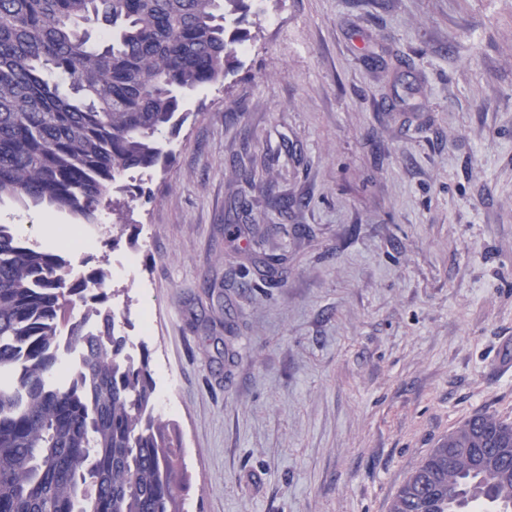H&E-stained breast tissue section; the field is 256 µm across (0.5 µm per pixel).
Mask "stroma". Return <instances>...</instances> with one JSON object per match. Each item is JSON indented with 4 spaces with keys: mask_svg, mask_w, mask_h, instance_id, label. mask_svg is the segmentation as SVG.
Masks as SVG:
<instances>
[{
    "mask_svg": "<svg viewBox=\"0 0 512 512\" xmlns=\"http://www.w3.org/2000/svg\"><path fill=\"white\" fill-rule=\"evenodd\" d=\"M166 168L94 223L0 224L104 268L178 425L187 512H388L512 420V0H255Z\"/></svg>",
    "mask_w": 512,
    "mask_h": 512,
    "instance_id": "stroma-1",
    "label": "stroma"
}]
</instances>
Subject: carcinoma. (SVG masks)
I'll list each match as a JSON object with an SVG mask.
<instances>
[{"instance_id": "1", "label": "carcinoma", "mask_w": 512, "mask_h": 512, "mask_svg": "<svg viewBox=\"0 0 512 512\" xmlns=\"http://www.w3.org/2000/svg\"><path fill=\"white\" fill-rule=\"evenodd\" d=\"M253 0H0V197L92 223L128 172L169 160L158 134L224 80ZM0 224V512H184L175 424L155 414L107 306L108 274ZM93 303L73 322L78 303ZM512 512V422L478 414L439 442L396 512Z\"/></svg>"}]
</instances>
